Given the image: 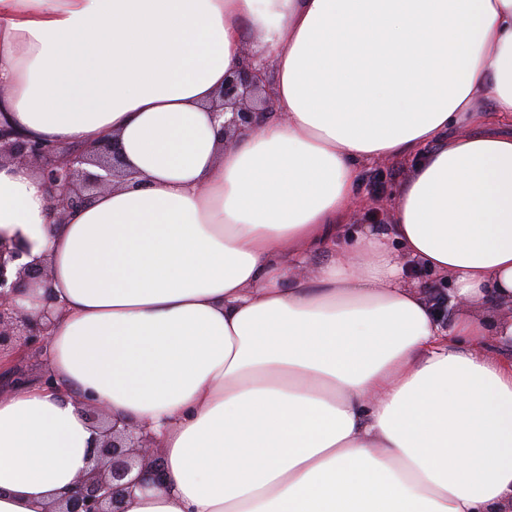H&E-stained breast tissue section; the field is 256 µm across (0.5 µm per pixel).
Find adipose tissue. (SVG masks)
Segmentation results:
<instances>
[{
	"instance_id": "obj_1",
	"label": "adipose tissue",
	"mask_w": 512,
	"mask_h": 512,
	"mask_svg": "<svg viewBox=\"0 0 512 512\" xmlns=\"http://www.w3.org/2000/svg\"><path fill=\"white\" fill-rule=\"evenodd\" d=\"M247 46L277 116L227 146ZM0 85L20 135L111 134L136 173L59 224L0 166L59 309L55 388L0 395V512L87 468V397L162 449L125 512H512V325L470 312L512 305V0H0ZM375 158L411 175L346 237Z\"/></svg>"
}]
</instances>
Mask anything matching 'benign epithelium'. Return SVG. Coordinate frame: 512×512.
I'll return each mask as SVG.
<instances>
[{
	"label": "benign epithelium",
	"instance_id": "7a95c632",
	"mask_svg": "<svg viewBox=\"0 0 512 512\" xmlns=\"http://www.w3.org/2000/svg\"><path fill=\"white\" fill-rule=\"evenodd\" d=\"M265 66L245 57L243 64L224 78L219 99L211 106L214 121L228 133L256 132L272 112ZM230 118H225V115ZM0 163L31 167L42 176L57 223L86 207L116 178L132 179L115 138L94 145L75 144L66 149L47 139H25L7 122L0 121ZM102 173L93 174L84 166ZM29 249L17 240L0 238V352L20 344L31 356L47 351L49 330L57 316L52 301H46L39 317L26 315L17 303L28 287L44 286L49 280L42 261L21 259ZM86 419L102 428L90 452L88 468L64 493L53 512H124L125 499L164 476V466L154 441L141 428L107 419L91 400L84 401Z\"/></svg>",
	"mask_w": 512,
	"mask_h": 512
}]
</instances>
